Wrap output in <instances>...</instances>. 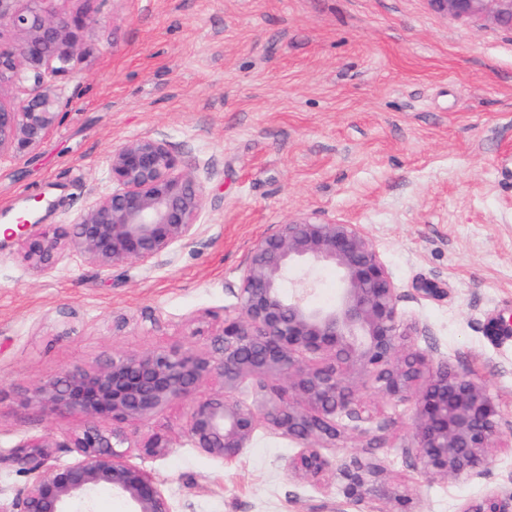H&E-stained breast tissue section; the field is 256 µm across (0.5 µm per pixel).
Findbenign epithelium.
<instances>
[{
    "label": "benign epithelium",
    "instance_id": "obj_1",
    "mask_svg": "<svg viewBox=\"0 0 512 512\" xmlns=\"http://www.w3.org/2000/svg\"><path fill=\"white\" fill-rule=\"evenodd\" d=\"M42 0H0V25L20 36L17 50L0 49V83L38 92L13 105L0 102V161L22 162L60 122L69 103L62 89L45 91L49 76L70 73L77 33L89 20L49 17ZM446 18L512 31V0H427ZM107 188L69 225L52 231L33 218L18 225L12 240L22 259L39 272L71 260L106 274L136 263L150 266L178 246L195 243L206 200L205 181L182 164L166 140L145 136L112 147ZM336 268V301H313V272ZM298 276L285 286L288 275ZM396 288L385 264L357 224L312 212L278 225L251 248L241 272L240 307L224 315L210 349L118 355L93 371L65 370L34 388L31 400L78 414L87 424L59 441L31 438L12 450L25 465L28 483L8 495L0 489V512H80L105 488L123 498L129 512H172L153 475L125 459L128 434L105 431L102 418L135 423L168 406H186L184 432L193 447L226 462L250 447L260 426L298 445L288 469L320 487L335 482L358 503L384 484V458L353 454L341 464L351 422L373 416L360 398L371 390L392 403H413L414 430L405 453L428 478L467 480L493 460L502 411L487 387L469 371L415 347V323L402 320ZM219 373L224 390L201 391ZM254 380L253 400L232 397L241 381ZM362 429L366 448L385 447L382 431ZM55 448H70L74 462L47 466ZM172 448L156 433L139 449L162 456ZM461 512H505L498 493Z\"/></svg>",
    "mask_w": 512,
    "mask_h": 512
}]
</instances>
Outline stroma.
Listing matches in <instances>:
<instances>
[{
    "instance_id": "35a3bbf8",
    "label": "stroma",
    "mask_w": 512,
    "mask_h": 512,
    "mask_svg": "<svg viewBox=\"0 0 512 512\" xmlns=\"http://www.w3.org/2000/svg\"><path fill=\"white\" fill-rule=\"evenodd\" d=\"M86 16L71 102L24 162H0V225L40 196L42 223H70L106 187L113 145L159 135L207 186L197 242L153 267L106 275L80 262L48 273L0 252V487L28 477L13 448L64 439L85 420L29 394L62 371L116 354L209 348L240 302L257 240L313 211L360 225L417 322L418 348L469 370L502 411L494 462L469 480L422 476L404 448L413 406L366 391L387 427L388 486L411 512H460L512 494V32L464 25L426 0H43ZM446 288L436 299L417 286ZM121 330H113V323ZM177 404L127 426L130 463L150 471L173 512H393L293 478L294 443L259 428L230 464L193 448ZM169 435L162 457L138 446Z\"/></svg>"
}]
</instances>
